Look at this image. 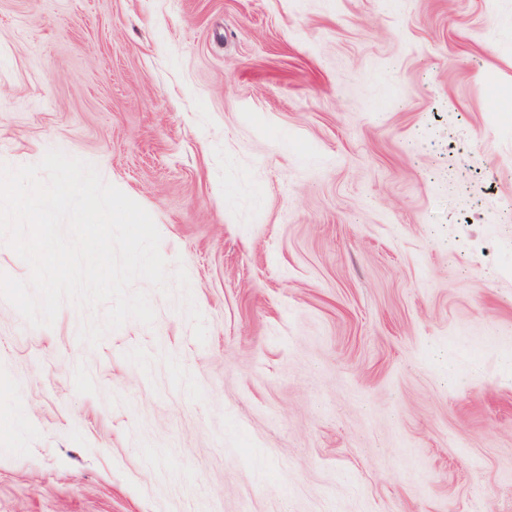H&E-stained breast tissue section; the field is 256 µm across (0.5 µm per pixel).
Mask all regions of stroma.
I'll return each mask as SVG.
<instances>
[{
	"label": "stroma",
	"mask_w": 512,
	"mask_h": 512,
	"mask_svg": "<svg viewBox=\"0 0 512 512\" xmlns=\"http://www.w3.org/2000/svg\"><path fill=\"white\" fill-rule=\"evenodd\" d=\"M512 0H0V162L153 218L207 328L0 299V512H512Z\"/></svg>",
	"instance_id": "obj_1"
}]
</instances>
